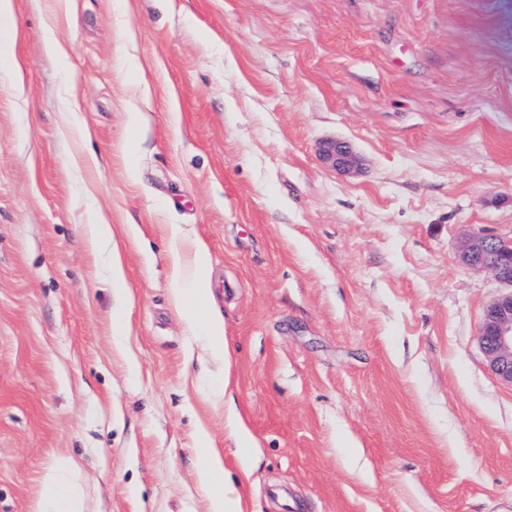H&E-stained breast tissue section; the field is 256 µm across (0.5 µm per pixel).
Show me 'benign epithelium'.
<instances>
[{"label":"benign epithelium","instance_id":"1","mask_svg":"<svg viewBox=\"0 0 512 512\" xmlns=\"http://www.w3.org/2000/svg\"><path fill=\"white\" fill-rule=\"evenodd\" d=\"M327 166L343 172L353 170L358 158L344 140H328L319 151ZM466 265L491 272L509 288L487 306L478 334V343L487 365L502 382L512 384V243L485 235H470L458 248Z\"/></svg>","mask_w":512,"mask_h":512}]
</instances>
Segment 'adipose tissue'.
I'll return each instance as SVG.
<instances>
[{
  "instance_id": "obj_1",
  "label": "adipose tissue",
  "mask_w": 512,
  "mask_h": 512,
  "mask_svg": "<svg viewBox=\"0 0 512 512\" xmlns=\"http://www.w3.org/2000/svg\"><path fill=\"white\" fill-rule=\"evenodd\" d=\"M170 241L169 263L172 300L183 312L190 335L203 336L215 360L227 354L224 345V319L215 311L205 310L204 302L211 293L207 277L209 249L200 238L189 237L182 225L167 227ZM86 233L91 246L107 256L106 272L110 279H122L119 254L112 249V226L97 212L89 213ZM224 474V459L216 449H206L200 461L199 481L208 492V512H243L240 496L225 493L217 486ZM38 512H93L91 506L69 485L63 473L49 470L44 479V495Z\"/></svg>"
}]
</instances>
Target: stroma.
Instances as JSON below:
<instances>
[{
  "instance_id": "stroma-1",
  "label": "stroma",
  "mask_w": 512,
  "mask_h": 512,
  "mask_svg": "<svg viewBox=\"0 0 512 512\" xmlns=\"http://www.w3.org/2000/svg\"><path fill=\"white\" fill-rule=\"evenodd\" d=\"M13 7L0 512H34L71 457L94 512H207L208 447L244 512H512V385L478 343L505 287L457 257L467 234L512 241V0ZM331 139L354 172L322 163ZM170 224L209 246L223 364L172 303ZM226 375L240 438L212 401ZM319 156L327 166L343 172L353 170L358 164L351 145L344 140L325 141L320 147ZM85 227L91 246L107 256L106 272L110 281L123 279L121 258L116 251H112L111 224L100 213L90 212Z\"/></svg>"
}]
</instances>
